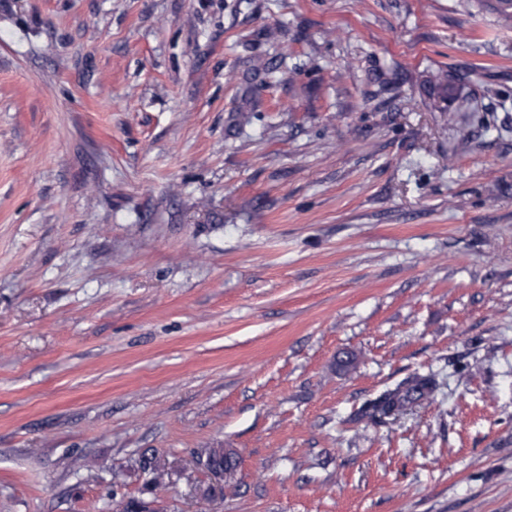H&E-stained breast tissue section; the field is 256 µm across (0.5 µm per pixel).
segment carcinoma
Instances as JSON below:
<instances>
[{
    "label": "carcinoma",
    "instance_id": "carcinoma-1",
    "mask_svg": "<svg viewBox=\"0 0 512 512\" xmlns=\"http://www.w3.org/2000/svg\"><path fill=\"white\" fill-rule=\"evenodd\" d=\"M436 389L437 382L432 374L407 377L368 400L362 408V416L370 420L395 421L407 414L414 404L430 398ZM236 465L235 453L230 449L211 448L207 452L205 466L208 468L222 466L224 473L229 474Z\"/></svg>",
    "mask_w": 512,
    "mask_h": 512
}]
</instances>
